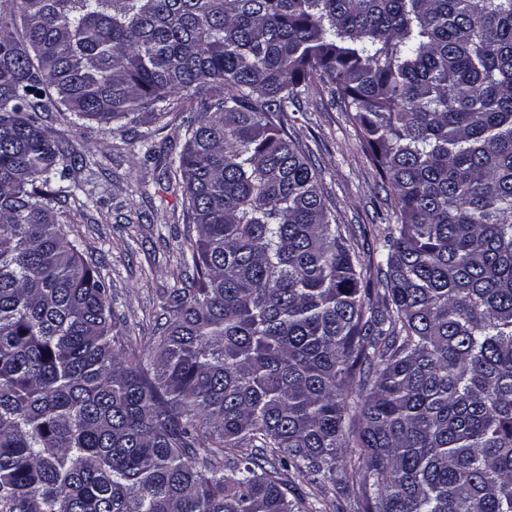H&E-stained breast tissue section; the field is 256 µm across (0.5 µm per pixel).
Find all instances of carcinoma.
<instances>
[{"label":"carcinoma","mask_w":512,"mask_h":512,"mask_svg":"<svg viewBox=\"0 0 512 512\" xmlns=\"http://www.w3.org/2000/svg\"><path fill=\"white\" fill-rule=\"evenodd\" d=\"M318 84L394 200L366 261L285 128ZM47 101L182 115L193 274L146 346L55 208L87 160ZM290 470L512 512V0H0V512H319Z\"/></svg>","instance_id":"cac0c4a2"}]
</instances>
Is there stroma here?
I'll list each match as a JSON object with an SVG mask.
<instances>
[{"label":"stroma","instance_id":"obj_1","mask_svg":"<svg viewBox=\"0 0 512 512\" xmlns=\"http://www.w3.org/2000/svg\"><path fill=\"white\" fill-rule=\"evenodd\" d=\"M43 125L54 138L73 141L93 155V164L74 176L95 194L97 205L80 212L68 201L58 209L70 217L109 283L119 329L146 341L178 283L179 248L190 230L181 203L162 188L156 162L145 159L139 125L113 131L87 120L76 128L53 109L46 111ZM285 126L308 147L338 223L358 229L361 256L375 254L391 219V202L346 112L332 102L329 91H315L289 109ZM288 484L327 512H354L356 507L355 490L344 486L323 488L294 472Z\"/></svg>","mask_w":512,"mask_h":512}]
</instances>
